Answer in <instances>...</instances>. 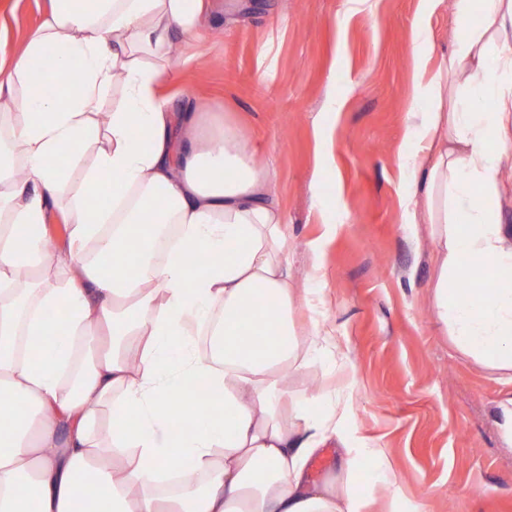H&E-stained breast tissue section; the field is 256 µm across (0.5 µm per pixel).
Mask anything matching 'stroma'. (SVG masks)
<instances>
[{
	"mask_svg": "<svg viewBox=\"0 0 512 512\" xmlns=\"http://www.w3.org/2000/svg\"><path fill=\"white\" fill-rule=\"evenodd\" d=\"M421 0H254L217 10L192 60L176 53L160 97L189 95L240 125L277 173L293 276L324 274L325 317L350 349L358 396L346 430L379 443L399 469L400 500L425 512H512V381L460 353L439 329L430 227L401 224L400 151L412 96L413 35L426 20L438 50L464 35ZM48 0H0V59L43 20ZM335 97L327 110L326 97Z\"/></svg>",
	"mask_w": 512,
	"mask_h": 512,
	"instance_id": "stroma-1",
	"label": "stroma"
}]
</instances>
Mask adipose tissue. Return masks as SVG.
<instances>
[{
  "label": "adipose tissue",
  "mask_w": 512,
  "mask_h": 512,
  "mask_svg": "<svg viewBox=\"0 0 512 512\" xmlns=\"http://www.w3.org/2000/svg\"><path fill=\"white\" fill-rule=\"evenodd\" d=\"M454 8L467 34L436 68L427 26L415 28L413 96L425 108L401 154L403 223L433 227L444 332L512 374L500 195L512 170V0ZM211 10V0H50L0 80V512H370L373 494L349 484L360 469L399 491L385 449L344 430L357 394L348 348L325 321L295 328L273 170L240 127H205L200 97L176 112L157 96L176 45H191ZM50 48L78 79L51 71L52 91L33 93L32 65ZM52 206L69 226L63 250L46 243ZM133 235L129 275L117 246ZM202 252L210 262L191 268ZM476 263L486 286L458 289ZM246 309L271 318L262 347L241 339ZM316 365L344 371V384L295 396L294 377ZM200 382L215 395L206 412L170 410ZM330 434L340 470L311 481Z\"/></svg>",
  "instance_id": "adipose-tissue-1"
}]
</instances>
